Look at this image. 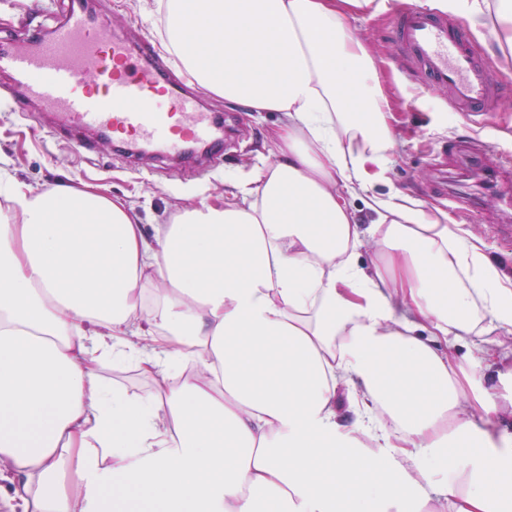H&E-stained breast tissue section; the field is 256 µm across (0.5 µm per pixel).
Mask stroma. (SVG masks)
Masks as SVG:
<instances>
[{
	"mask_svg": "<svg viewBox=\"0 0 512 512\" xmlns=\"http://www.w3.org/2000/svg\"><path fill=\"white\" fill-rule=\"evenodd\" d=\"M25 0H0V41L17 32H49L67 9L65 0H43L37 15H24ZM415 0H396L393 11L380 16L358 15L353 29L375 60L382 87L390 99L396 120L393 145L388 152V180L375 184L374 194L395 188L413 199L439 206L431 164L434 154L447 153L448 189L461 197L463 209L454 218L465 224L490 247L503 271L512 276V242L498 238L493 227L512 224V183L495 186L480 181L481 166L499 163L498 150H512V84L505 85L498 103L483 116L455 111L447 91H424L399 57L389 37L397 10L414 6ZM96 13L112 26L134 34L160 36L158 19L162 0H94ZM206 110L217 116L230 113L240 118L235 138L224 145V162L208 167L204 174L191 171V163L144 158L135 160L111 143L97 140L95 131L53 128L37 117L22 120L0 107V172L25 180L41 190L55 183L76 187L92 185L110 195H119L139 213L147 230L172 223L190 204L191 194L221 195L233 183L247 179L253 170L272 161L270 136L282 115L251 112L225 103L211 93L203 98ZM96 140L97 153L81 157L79 141ZM491 143L481 165L470 164L460 148L469 143Z\"/></svg>",
	"mask_w": 512,
	"mask_h": 512,
	"instance_id": "obj_1",
	"label": "stroma"
}]
</instances>
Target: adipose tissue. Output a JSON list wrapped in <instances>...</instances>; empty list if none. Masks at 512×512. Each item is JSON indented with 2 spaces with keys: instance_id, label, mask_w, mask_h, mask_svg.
Masks as SVG:
<instances>
[{
  "instance_id": "ef3b65f1",
  "label": "adipose tissue",
  "mask_w": 512,
  "mask_h": 512,
  "mask_svg": "<svg viewBox=\"0 0 512 512\" xmlns=\"http://www.w3.org/2000/svg\"><path fill=\"white\" fill-rule=\"evenodd\" d=\"M418 3L512 52V0ZM392 5L166 0L199 84L284 119L273 162L154 233L118 196L0 183V512H512V356L476 344L512 333V281L371 192L394 114L348 10ZM102 374L107 381L123 385L130 393L147 396L153 390L152 384L140 377L130 364H110L103 369Z\"/></svg>"
}]
</instances>
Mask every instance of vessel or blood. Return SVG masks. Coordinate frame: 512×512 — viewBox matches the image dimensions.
<instances>
[{"label":"vessel or blood","instance_id":"vessel-or-blood-1","mask_svg":"<svg viewBox=\"0 0 512 512\" xmlns=\"http://www.w3.org/2000/svg\"><path fill=\"white\" fill-rule=\"evenodd\" d=\"M391 35L423 84L447 90L456 110L477 115L497 103L499 74L447 16L405 10ZM0 74L13 86L0 88L13 111L35 103L72 126L122 133L133 153L173 157L224 141L222 123L200 105L196 78L175 75L150 36L108 28L84 0H72L50 35L0 43Z\"/></svg>","mask_w":512,"mask_h":512}]
</instances>
